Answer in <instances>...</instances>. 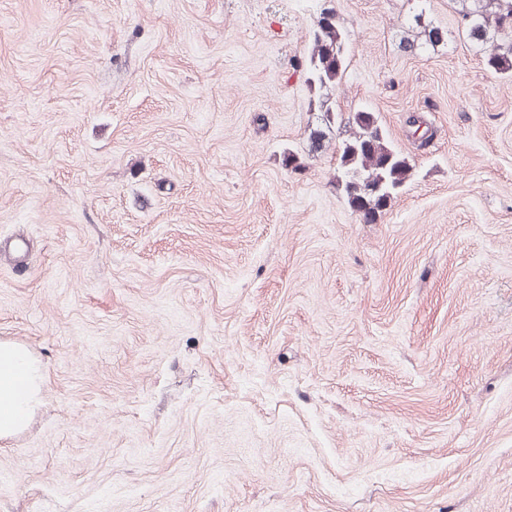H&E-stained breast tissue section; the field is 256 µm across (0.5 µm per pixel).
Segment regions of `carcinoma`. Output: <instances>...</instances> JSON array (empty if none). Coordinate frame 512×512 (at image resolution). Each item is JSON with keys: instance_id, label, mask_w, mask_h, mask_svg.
<instances>
[{"instance_id": "carcinoma-1", "label": "carcinoma", "mask_w": 512, "mask_h": 512, "mask_svg": "<svg viewBox=\"0 0 512 512\" xmlns=\"http://www.w3.org/2000/svg\"><path fill=\"white\" fill-rule=\"evenodd\" d=\"M462 33L471 46L485 55L488 66L512 72V0H453ZM413 16V37L403 36L400 45L411 52H424L443 42L440 27ZM348 35L339 21L311 32L305 58L306 82L316 93L314 105L323 121H335L331 97L346 71ZM357 130L340 146L336 182L351 209L367 221L375 219L397 195L409 165L390 142L374 113L361 110L351 117Z\"/></svg>"}]
</instances>
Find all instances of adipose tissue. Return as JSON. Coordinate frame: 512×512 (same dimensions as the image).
I'll list each match as a JSON object with an SVG mask.
<instances>
[{"mask_svg":"<svg viewBox=\"0 0 512 512\" xmlns=\"http://www.w3.org/2000/svg\"><path fill=\"white\" fill-rule=\"evenodd\" d=\"M42 367L30 351L0 343V438L21 429L39 400Z\"/></svg>","mask_w":512,"mask_h":512,"instance_id":"ef3b65f1","label":"adipose tissue"}]
</instances>
